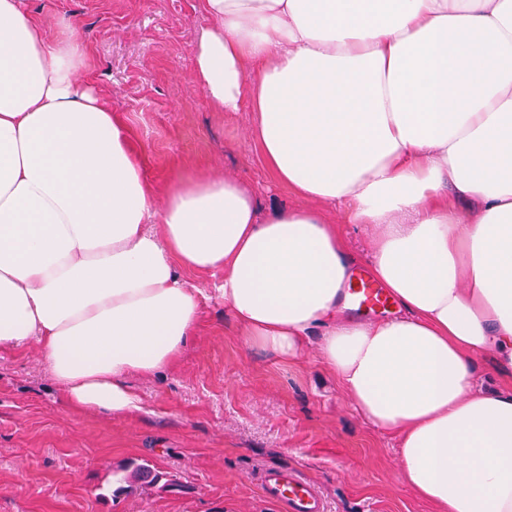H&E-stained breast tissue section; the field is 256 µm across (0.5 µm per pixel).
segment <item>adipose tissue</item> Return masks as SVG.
I'll return each instance as SVG.
<instances>
[{"label": "adipose tissue", "mask_w": 512, "mask_h": 512, "mask_svg": "<svg viewBox=\"0 0 512 512\" xmlns=\"http://www.w3.org/2000/svg\"><path fill=\"white\" fill-rule=\"evenodd\" d=\"M195 74L255 112L266 166L301 199L260 213L225 174L156 193L94 90L74 33L50 42L0 0V347L37 341L67 406L142 409L217 292L246 344L318 357L400 436L401 480L434 512H512V0H202ZM371 229L398 308L349 315L357 262L322 207Z\"/></svg>", "instance_id": "obj_1"}]
</instances>
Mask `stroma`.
<instances>
[{"label": "stroma", "mask_w": 512, "mask_h": 512, "mask_svg": "<svg viewBox=\"0 0 512 512\" xmlns=\"http://www.w3.org/2000/svg\"><path fill=\"white\" fill-rule=\"evenodd\" d=\"M24 5L49 40L75 26L156 190L178 172L218 170L250 186L262 214L297 205L263 164L253 113L216 111L196 80L201 0ZM318 340L289 361L246 347L211 299L173 366L130 375L144 407L129 417L67 408L36 343L0 349V512H282L261 492L269 467L309 479L328 512H433L399 477L397 436L352 407ZM143 462L176 487L120 492L122 468Z\"/></svg>", "instance_id": "stroma-1"}]
</instances>
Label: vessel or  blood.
<instances>
[{
    "instance_id": "vessel-or-blood-1",
    "label": "vessel or blood",
    "mask_w": 512,
    "mask_h": 512,
    "mask_svg": "<svg viewBox=\"0 0 512 512\" xmlns=\"http://www.w3.org/2000/svg\"><path fill=\"white\" fill-rule=\"evenodd\" d=\"M351 294L355 302L369 308L389 303L383 289L363 279L352 288ZM261 489L264 498L286 504L288 512H327L326 502L315 485L299 474L266 469L261 475Z\"/></svg>"
}]
</instances>
